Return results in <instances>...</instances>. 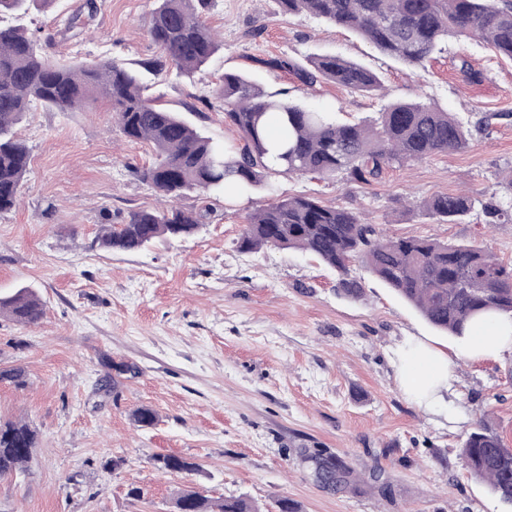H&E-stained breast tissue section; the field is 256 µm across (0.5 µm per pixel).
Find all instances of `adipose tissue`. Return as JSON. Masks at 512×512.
Here are the masks:
<instances>
[{
    "label": "adipose tissue",
    "instance_id": "ef3b65f1",
    "mask_svg": "<svg viewBox=\"0 0 512 512\" xmlns=\"http://www.w3.org/2000/svg\"><path fill=\"white\" fill-rule=\"evenodd\" d=\"M461 347L466 358H491L512 350V317L487 318L467 331ZM398 374L406 396L424 410H445L451 362L447 354L424 341L406 337L397 351Z\"/></svg>",
    "mask_w": 512,
    "mask_h": 512
}]
</instances>
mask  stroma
Segmentation results:
<instances>
[{
  "label": "stroma",
  "instance_id": "1",
  "mask_svg": "<svg viewBox=\"0 0 512 512\" xmlns=\"http://www.w3.org/2000/svg\"><path fill=\"white\" fill-rule=\"evenodd\" d=\"M98 2L93 16L85 0L33 5L24 23L57 60L158 56L148 34L154 0ZM200 16L220 50L189 75L146 74L149 95L226 143L238 142L237 132L202 98L230 71L342 119H375L397 100L454 113L469 132L465 150L393 164L368 184L342 173L286 177L278 192L350 210L393 237L481 245L512 266V223H487L482 209L512 200L511 59L452 38L409 65L335 25L284 14L278 0H211ZM315 55L361 63L385 96L329 82L309 88L264 65L283 57L303 66ZM16 131L31 161L17 205L0 213V295L32 288L45 315L34 326L0 316V368L27 374L19 389L0 382V419L29 422L40 444L25 473L0 481V512H173L189 486L212 500L248 497L259 512H276L283 497L302 512H507L458 455L481 420L512 448L511 351L456 360L450 414L427 412L401 389L393 350L417 336L452 352L459 338L433 328L362 263L350 266L363 289L354 299L336 271L302 252L241 250L244 220L265 203L263 192L186 194L182 209L207 213L198 234L113 252L97 240L101 225L158 205L139 175L151 147L127 139L103 99L72 112L34 105ZM461 191L478 205L459 223L419 208ZM116 362L131 372L117 373ZM142 406L155 411L154 426L133 424ZM315 452L340 457L361 485L314 481L303 457ZM158 453L202 470L158 471ZM134 487L141 498L130 497Z\"/></svg>",
  "mask_w": 512,
  "mask_h": 512
}]
</instances>
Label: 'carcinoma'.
I'll list each match as a JSON object with an SVG mask.
<instances>
[{"instance_id":"cac0c4a2","label":"carcinoma","mask_w":512,"mask_h":512,"mask_svg":"<svg viewBox=\"0 0 512 512\" xmlns=\"http://www.w3.org/2000/svg\"><path fill=\"white\" fill-rule=\"evenodd\" d=\"M31 0H0V212L13 209L30 155L13 128L33 104L68 112L91 97L112 104L113 119L131 140L151 143L157 160L141 179L158 195L175 201L189 192L224 195V179L237 177V188L250 193L261 187L267 203L247 215L239 247L296 249L334 268L341 290L360 296L359 283L348 278L349 265L365 263L439 330L462 336L479 316L512 314V268L480 245L442 243L414 237H388L356 213L321 204L311 196L281 198L284 177H332L344 173L369 183L395 162L420 161L469 146L463 123L451 112L420 102H395L370 122L340 121L291 99L269 95L249 77L226 73L213 90L211 108L224 112V122L240 134L230 149L191 126L179 113L160 107L146 94L141 73L123 61L60 63L41 50L39 39L22 23ZM148 33L159 58L148 68H175L189 75L206 65L219 48L199 17L208 0H156ZM290 15H309L347 29L382 53L408 64H421L450 37L473 36L512 59V0H278ZM265 65L294 72L307 86L332 82L353 93H373L383 85L370 69L337 55H319L303 68L287 59ZM475 199L467 194H438L421 204L440 223L454 224L469 215ZM202 215L170 209L137 210L123 224H103L98 240L116 251H137L159 238L196 234ZM0 313L33 325L43 316V303L31 288L0 298ZM20 367L1 368L0 382L26 384ZM142 428L155 424L148 407L132 413ZM39 433L22 421H0V480L25 472ZM466 467L488 483L493 493L512 505V448L481 425L463 441ZM153 466L163 472L201 471V466L175 454H156ZM313 479L325 486L348 487L352 470L333 455L305 457ZM174 512H259L244 497L213 502L191 489L182 490Z\"/></svg>"}]
</instances>
